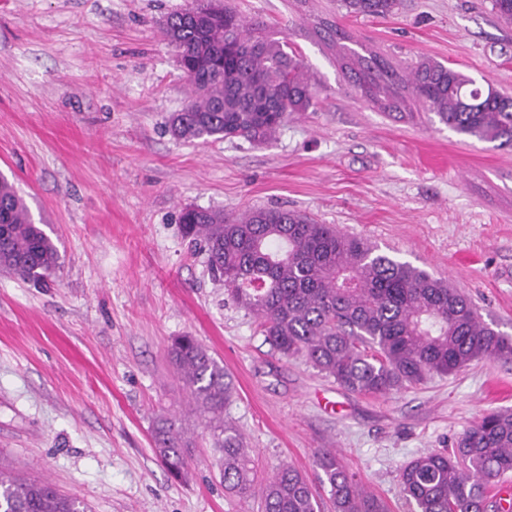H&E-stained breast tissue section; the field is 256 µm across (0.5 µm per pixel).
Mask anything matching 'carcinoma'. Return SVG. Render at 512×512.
I'll use <instances>...</instances> for the list:
<instances>
[{"label":"carcinoma","instance_id":"cac0c4a2","mask_svg":"<svg viewBox=\"0 0 512 512\" xmlns=\"http://www.w3.org/2000/svg\"><path fill=\"white\" fill-rule=\"evenodd\" d=\"M347 13L384 18L401 0H343ZM202 22L166 17L163 34L181 57L190 85L184 107L169 120L177 139L268 142L288 117L314 106L317 89L301 56L248 22L229 0H198ZM334 30L340 67L362 96L383 112L409 102L454 132L512 148V97L476 86L463 72L429 57L399 68L378 52L362 55ZM182 233L203 245L207 266L228 297L258 320L284 357L300 354L342 388L382 397L450 375L479 358L512 361V339L481 322L471 302L448 282L381 252L370 242L301 213L265 208L235 219L190 207ZM60 267V255L34 224L11 183L0 178V270L39 282ZM169 358L203 411L219 422L224 485L242 499L260 497L263 512H324L304 475L281 467L257 486L250 449L224 425L231 384L224 367L193 336L176 337ZM154 452L174 474L184 470L187 444L161 418ZM332 512H388L337 460L316 455ZM512 473V412L491 411L466 430L450 452H426L400 472L412 512H488L487 490ZM0 512H87L77 497L48 480L0 471Z\"/></svg>","mask_w":512,"mask_h":512}]
</instances>
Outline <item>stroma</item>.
Returning <instances> with one entry per match:
<instances>
[{
    "instance_id": "obj_1",
    "label": "stroma",
    "mask_w": 512,
    "mask_h": 512,
    "mask_svg": "<svg viewBox=\"0 0 512 512\" xmlns=\"http://www.w3.org/2000/svg\"><path fill=\"white\" fill-rule=\"evenodd\" d=\"M192 2L0 0V176L61 257L42 285L0 271V468L91 512H261L225 487L208 418L169 362L188 334L229 377L224 422L258 480L289 465L321 493L315 456L329 449L390 512H410L400 469L512 411V362L476 360L385 397L349 392L271 347L179 216L301 211L447 279L512 337V149L418 108L379 111L318 28L340 24L355 50L400 66L429 56L512 96V24L492 0H403L387 18L341 0H234L293 43L317 103L264 144L185 142L167 122L189 84L161 24ZM161 415L191 449L180 478L154 453Z\"/></svg>"
}]
</instances>
